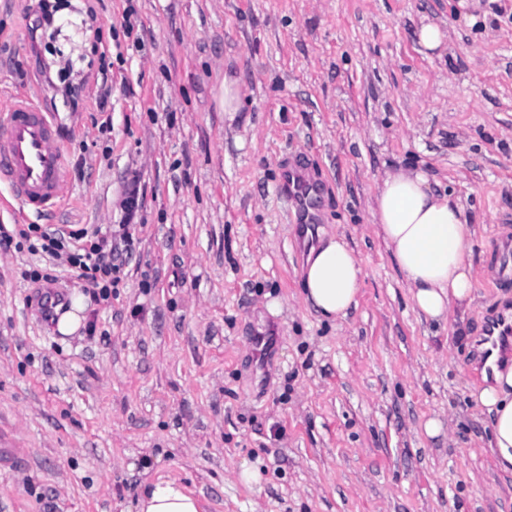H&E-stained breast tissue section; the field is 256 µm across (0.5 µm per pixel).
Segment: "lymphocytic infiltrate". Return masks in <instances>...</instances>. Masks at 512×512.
I'll return each mask as SVG.
<instances>
[{"label":"lymphocytic infiltrate","instance_id":"obj_1","mask_svg":"<svg viewBox=\"0 0 512 512\" xmlns=\"http://www.w3.org/2000/svg\"><path fill=\"white\" fill-rule=\"evenodd\" d=\"M142 208L138 177H131L120 201L122 218L112 227L50 229L41 224L23 228L0 224V251L42 253L74 268L95 298L108 299L122 281L123 253L131 251Z\"/></svg>","mask_w":512,"mask_h":512}]
</instances>
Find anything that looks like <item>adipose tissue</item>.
<instances>
[{
    "mask_svg": "<svg viewBox=\"0 0 512 512\" xmlns=\"http://www.w3.org/2000/svg\"><path fill=\"white\" fill-rule=\"evenodd\" d=\"M371 213L377 232L402 274L413 311L441 328L463 323L474 301L473 254L477 230L449 193L431 189L413 168L387 173ZM365 278L361 261L343 237H320L302 267L306 302L328 320L346 317ZM483 384L470 397L490 418L488 449L496 466L512 474V361L490 351ZM136 512H200L198 499L173 480L145 484Z\"/></svg>",
    "mask_w": 512,
    "mask_h": 512,
    "instance_id": "1",
    "label": "adipose tissue"
}]
</instances>
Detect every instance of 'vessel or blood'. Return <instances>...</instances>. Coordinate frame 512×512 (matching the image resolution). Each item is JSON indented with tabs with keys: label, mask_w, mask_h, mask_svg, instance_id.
<instances>
[{
	"label": "vessel or blood",
	"mask_w": 512,
	"mask_h": 512,
	"mask_svg": "<svg viewBox=\"0 0 512 512\" xmlns=\"http://www.w3.org/2000/svg\"><path fill=\"white\" fill-rule=\"evenodd\" d=\"M68 160L54 115L40 99L10 95L0 104V189L26 213L43 215L65 199Z\"/></svg>",
	"instance_id": "vessel-or-blood-1"
}]
</instances>
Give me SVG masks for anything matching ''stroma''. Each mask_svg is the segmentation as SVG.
Segmentation results:
<instances>
[{
  "mask_svg": "<svg viewBox=\"0 0 512 512\" xmlns=\"http://www.w3.org/2000/svg\"><path fill=\"white\" fill-rule=\"evenodd\" d=\"M58 2L80 28L32 30L29 0H0V94L49 71L67 200L40 217L0 205V224L109 227L134 174L144 200L109 300L68 268L32 283L40 256L0 253V512H130L160 478L204 512H512L469 398L476 346L512 311L497 252L512 236V0ZM428 22L440 51L418 42ZM292 166L319 189L308 226ZM406 166L480 227L468 341L416 315L374 231L376 186ZM321 229L366 272L336 320L302 296ZM49 288L74 332L39 311Z\"/></svg>",
  "mask_w": 512,
  "mask_h": 512,
  "instance_id": "1",
  "label": "stroma"
}]
</instances>
